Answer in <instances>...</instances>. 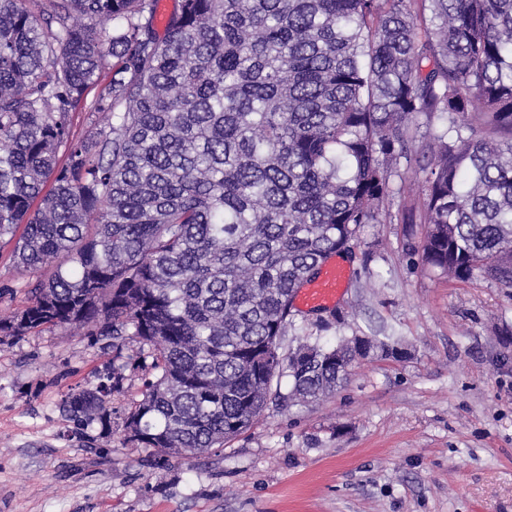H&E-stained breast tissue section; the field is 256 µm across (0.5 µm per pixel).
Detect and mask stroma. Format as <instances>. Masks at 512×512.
Here are the masks:
<instances>
[{
    "label": "stroma",
    "instance_id": "stroma-1",
    "mask_svg": "<svg viewBox=\"0 0 512 512\" xmlns=\"http://www.w3.org/2000/svg\"><path fill=\"white\" fill-rule=\"evenodd\" d=\"M420 224H366L329 309H293L284 344L366 336L371 351L336 394L297 405L275 383L258 422L224 447L152 464L123 442L149 377L67 329L0 342V512H512V288L424 268ZM122 377L112 432L76 433L65 394Z\"/></svg>",
    "mask_w": 512,
    "mask_h": 512
}]
</instances>
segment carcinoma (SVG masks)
<instances>
[{"instance_id":"obj_1","label":"carcinoma","mask_w":512,"mask_h":512,"mask_svg":"<svg viewBox=\"0 0 512 512\" xmlns=\"http://www.w3.org/2000/svg\"><path fill=\"white\" fill-rule=\"evenodd\" d=\"M157 3L0 0V243L30 276L0 338L148 347L125 436L166 465L250 429L276 376L310 403L361 351L399 355L279 352L362 225L423 224L422 265L512 288V0H177L161 31ZM118 390L64 411L110 433Z\"/></svg>"}]
</instances>
